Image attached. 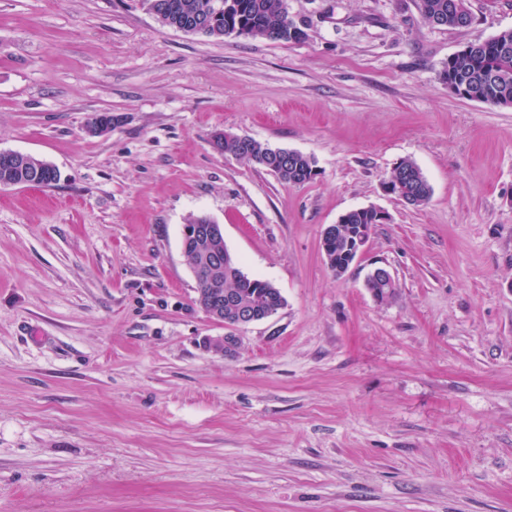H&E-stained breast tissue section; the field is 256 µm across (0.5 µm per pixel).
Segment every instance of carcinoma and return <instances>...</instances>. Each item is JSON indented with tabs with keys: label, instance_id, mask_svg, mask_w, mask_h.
Listing matches in <instances>:
<instances>
[{
	"label": "carcinoma",
	"instance_id": "obj_1",
	"mask_svg": "<svg viewBox=\"0 0 512 512\" xmlns=\"http://www.w3.org/2000/svg\"><path fill=\"white\" fill-rule=\"evenodd\" d=\"M153 2L163 12L173 29L190 27L204 12L219 13L217 26L204 31V35L222 39L227 30L238 24L249 27L250 36L271 41H297L304 36L288 14L287 0H146ZM419 10L424 22L434 28L443 20L447 28H462L464 21H472L467 0H419ZM469 52L451 67V79L467 89L464 99L491 106L512 104V29L500 31L483 42L468 45ZM224 153L245 159L273 172L281 181L304 184L311 181L309 172L315 160L303 153L285 158L283 165H276L270 157L271 148L257 140L243 136L224 140ZM27 167L16 162H0V182L30 177V169H40L41 186L49 187L58 179L57 170L35 157L23 158ZM392 195L408 204H425L431 196V186L420 167L404 159L394 169ZM215 277L222 280L221 287L212 286V278L195 275V301L205 306L210 293L231 291L239 299L262 314L276 312L284 305L280 291L272 283L258 278H243L239 263L230 257Z\"/></svg>",
	"mask_w": 512,
	"mask_h": 512
}]
</instances>
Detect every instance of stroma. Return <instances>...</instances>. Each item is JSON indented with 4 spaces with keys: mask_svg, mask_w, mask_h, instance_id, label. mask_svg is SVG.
I'll return each instance as SVG.
<instances>
[{
    "mask_svg": "<svg viewBox=\"0 0 512 512\" xmlns=\"http://www.w3.org/2000/svg\"><path fill=\"white\" fill-rule=\"evenodd\" d=\"M469 7L448 29L418 0H288L304 36L273 42L143 0H0V151L59 172L0 188V512H512V107L441 77L512 0ZM218 130L318 174L282 182ZM407 158L418 207L384 191ZM368 207L386 218L336 275L321 233ZM193 214L285 300L230 358ZM234 135L223 130L215 131L211 136L213 147L217 151H221L224 147V154L233 155L240 159L248 160L253 164L262 167L266 170L273 172L281 181L289 184H304L311 181L313 178L309 177L311 168L316 166L315 160L303 153L287 156L283 165H275L270 157H277L265 144L257 140L243 136L231 140L224 139ZM183 250L185 243L193 239H208L214 243L221 244L224 248V231L221 224H200L188 222L183 226Z\"/></svg>",
    "mask_w": 512,
    "mask_h": 512,
    "instance_id": "35a3bbf8",
    "label": "stroma"
}]
</instances>
